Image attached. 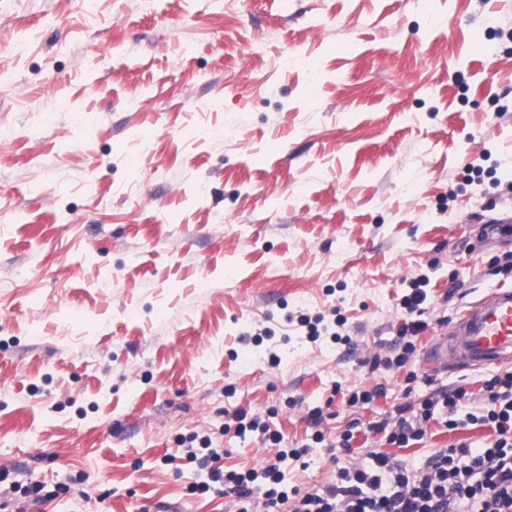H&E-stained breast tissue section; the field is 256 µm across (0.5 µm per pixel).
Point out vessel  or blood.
<instances>
[{"label":"vessel or blood","instance_id":"vessel-or-blood-1","mask_svg":"<svg viewBox=\"0 0 512 512\" xmlns=\"http://www.w3.org/2000/svg\"><path fill=\"white\" fill-rule=\"evenodd\" d=\"M427 364L456 372L512 367V287L469 303L425 354Z\"/></svg>","mask_w":512,"mask_h":512}]
</instances>
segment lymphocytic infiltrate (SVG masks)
Instances as JSON below:
<instances>
[{
    "label": "lymphocytic infiltrate",
    "mask_w": 512,
    "mask_h": 512,
    "mask_svg": "<svg viewBox=\"0 0 512 512\" xmlns=\"http://www.w3.org/2000/svg\"><path fill=\"white\" fill-rule=\"evenodd\" d=\"M428 284L422 275L409 281L408 291L400 299L407 317L397 332L395 354L385 359L374 357L373 366L401 367L408 362L415 351L414 337L428 327L423 318ZM485 388L479 421L495 433L488 446L474 450L462 443L439 450L417 472L408 471L387 453L373 451L369 464L338 468L331 484L304 492L287 490L282 485L284 468L288 462L300 460L309 446L289 444L261 415L243 408L227 415L234 436L255 434L276 450L261 472L221 468L223 450L212 437L192 434L179 438L178 443L187 458L198 459L208 470L200 492L222 484L225 493L238 499L240 512H271L286 503L290 512H512V372L493 377ZM465 397L460 388L437 390L418 406H397L395 415L371 423L369 430L384 434L389 444L406 446L425 437L426 425L435 414L445 415L448 428H457L454 415ZM259 478L265 480L266 489L258 501L253 497V484Z\"/></svg>",
    "instance_id": "lymphocytic-infiltrate-1"
}]
</instances>
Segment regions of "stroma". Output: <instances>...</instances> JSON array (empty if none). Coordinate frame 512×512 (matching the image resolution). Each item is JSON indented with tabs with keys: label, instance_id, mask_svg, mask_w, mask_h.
Here are the masks:
<instances>
[{
	"label": "stroma",
	"instance_id": "stroma-1",
	"mask_svg": "<svg viewBox=\"0 0 512 512\" xmlns=\"http://www.w3.org/2000/svg\"><path fill=\"white\" fill-rule=\"evenodd\" d=\"M510 211L512 0H0V512H237L178 457L236 407L293 443L355 426L338 463L288 466L303 490L373 451L487 446L494 369L423 355L512 286V239H474ZM421 274L428 329L372 368ZM334 307L353 347L293 322ZM443 387L469 395L457 429L368 432ZM223 448L228 470L274 455Z\"/></svg>",
	"mask_w": 512,
	"mask_h": 512
}]
</instances>
